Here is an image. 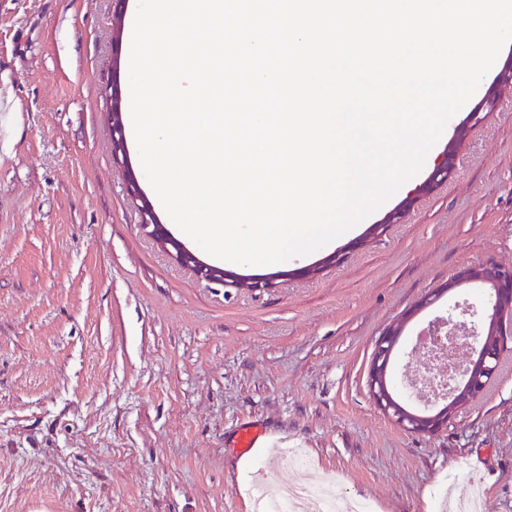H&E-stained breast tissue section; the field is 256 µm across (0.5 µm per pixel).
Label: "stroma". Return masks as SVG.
Wrapping results in <instances>:
<instances>
[{"mask_svg":"<svg viewBox=\"0 0 512 512\" xmlns=\"http://www.w3.org/2000/svg\"><path fill=\"white\" fill-rule=\"evenodd\" d=\"M138 0H0V512H254L249 490L316 482L368 512H441L474 497L512 512V348L486 391L431 434L371 400L374 345L402 325L393 375L423 355L419 327L461 287L414 306L454 273L512 268V91L469 128L455 174L403 223L366 239L427 177L466 111L421 169L374 213L286 270L337 250L316 276L263 293L198 279L141 226L127 196L154 193L127 113V46ZM245 424L264 461L234 462Z\"/></svg>","mask_w":512,"mask_h":512,"instance_id":"35a3bbf8","label":"stroma"}]
</instances>
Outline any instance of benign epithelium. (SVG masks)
<instances>
[{
    "label": "benign epithelium",
    "mask_w": 512,
    "mask_h": 512,
    "mask_svg": "<svg viewBox=\"0 0 512 512\" xmlns=\"http://www.w3.org/2000/svg\"><path fill=\"white\" fill-rule=\"evenodd\" d=\"M506 87H512V56L495 76L492 88L469 113L470 121L478 123L482 120V113L492 111L497 105L499 93ZM465 134L466 127L457 130L455 138L448 143V148L443 152L442 159L434 163L427 178L414 189V192L427 193L452 177L456 143L463 139ZM112 146L116 153L125 149L124 128L117 112L112 113ZM128 195L132 200L140 202L138 209L142 224L152 227L151 234L157 241L164 246H171L177 262L191 268L199 278L219 281L226 287L249 288L253 291L273 285L271 276L253 278L228 275L223 268L202 262L157 223L139 185L133 179L128 181ZM462 286L480 293L481 308L476 310L471 306L467 313L479 317L483 328L480 332L474 329L469 333V360L463 365L461 376L448 380V394L441 399L436 410L427 413L416 412L407 405L402 396L396 394L391 365L402 330L390 331L376 342L368 375L370 397L383 413L410 432L429 433L447 424L460 407L481 396L499 372L503 350L502 322L507 314H512V270L491 265L468 268L448 280V284L433 290L422 301L420 308L434 306L447 293Z\"/></svg>",
    "instance_id": "1"
}]
</instances>
